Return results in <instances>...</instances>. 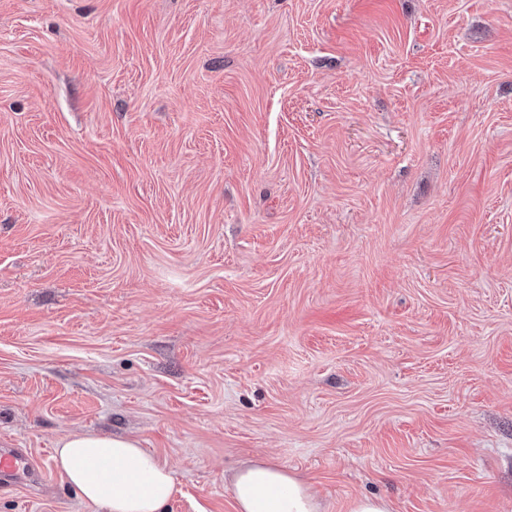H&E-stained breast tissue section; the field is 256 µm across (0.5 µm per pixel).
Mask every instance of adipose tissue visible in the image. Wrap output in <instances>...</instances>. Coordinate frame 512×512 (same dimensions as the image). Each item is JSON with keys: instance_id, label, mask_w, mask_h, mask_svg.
<instances>
[{"instance_id": "adipose-tissue-1", "label": "adipose tissue", "mask_w": 512, "mask_h": 512, "mask_svg": "<svg viewBox=\"0 0 512 512\" xmlns=\"http://www.w3.org/2000/svg\"><path fill=\"white\" fill-rule=\"evenodd\" d=\"M54 460L82 498L104 512H163L174 494L171 470L130 437L75 434L58 442ZM231 488L236 512L321 510L310 488L274 463H245Z\"/></svg>"}]
</instances>
